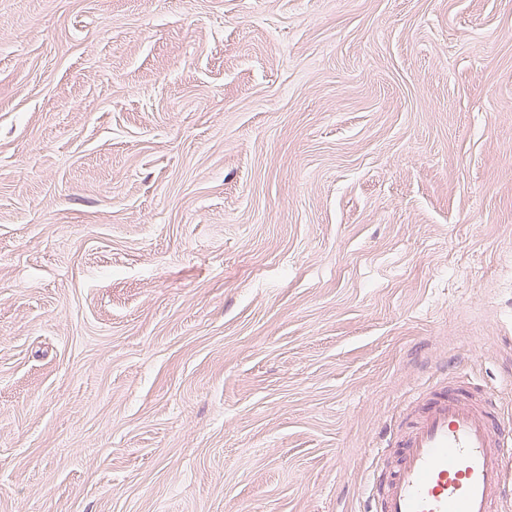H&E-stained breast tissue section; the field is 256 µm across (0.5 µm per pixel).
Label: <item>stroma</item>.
<instances>
[{
  "label": "stroma",
  "mask_w": 512,
  "mask_h": 512,
  "mask_svg": "<svg viewBox=\"0 0 512 512\" xmlns=\"http://www.w3.org/2000/svg\"><path fill=\"white\" fill-rule=\"evenodd\" d=\"M512 0H0V512H366L431 374L512 438Z\"/></svg>",
  "instance_id": "stroma-1"
}]
</instances>
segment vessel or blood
<instances>
[{
    "mask_svg": "<svg viewBox=\"0 0 512 512\" xmlns=\"http://www.w3.org/2000/svg\"><path fill=\"white\" fill-rule=\"evenodd\" d=\"M398 416L400 429L376 451L393 465L371 488L369 512H501L512 495V443L488 393L458 373L418 389Z\"/></svg>",
    "mask_w": 512,
    "mask_h": 512,
    "instance_id": "b4317fda",
    "label": "vessel or blood"
}]
</instances>
